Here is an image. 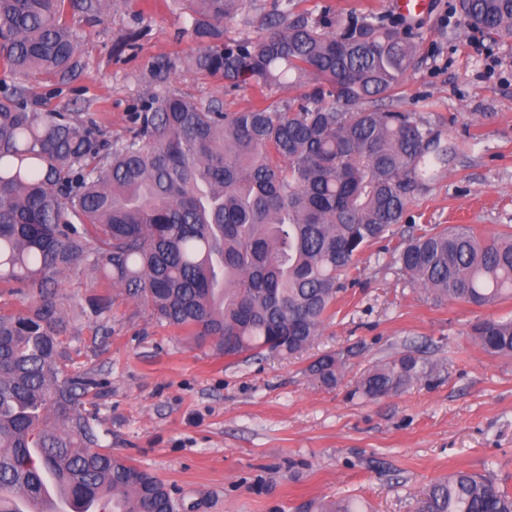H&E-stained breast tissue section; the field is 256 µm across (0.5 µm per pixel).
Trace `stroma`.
<instances>
[{
  "mask_svg": "<svg viewBox=\"0 0 512 512\" xmlns=\"http://www.w3.org/2000/svg\"><path fill=\"white\" fill-rule=\"evenodd\" d=\"M430 2L414 26L386 0H294V9L336 21L369 11L416 44L379 106L429 121L448 162L401 226L512 231V39L468 28L455 0ZM71 24L80 35L75 76L22 82L41 111L78 112L122 137L156 60L171 64L167 87L219 99L225 111L263 99L196 70L187 0H112L97 18L77 14ZM133 31L137 44L122 49ZM392 249L389 241L365 249L320 335L289 357L218 354L118 288L107 321H96L87 300L100 281L86 267L71 272L59 282L69 299L64 346L72 370L100 382L86 408L103 444L162 480L177 512H320L342 499L361 512H413L420 491L457 470L512 490V358L489 356L469 334L484 318H512V299L482 309L437 303L408 283ZM326 352L343 360L333 388L308 371ZM406 352L424 362V378L374 400L356 393L364 372Z\"/></svg>",
  "mask_w": 512,
  "mask_h": 512,
  "instance_id": "35a3bbf8",
  "label": "stroma"
}]
</instances>
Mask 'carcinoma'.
<instances>
[{"instance_id": "cac0c4a2", "label": "carcinoma", "mask_w": 512, "mask_h": 512, "mask_svg": "<svg viewBox=\"0 0 512 512\" xmlns=\"http://www.w3.org/2000/svg\"><path fill=\"white\" fill-rule=\"evenodd\" d=\"M197 70L262 91L309 86L299 104L224 111L219 99L149 93L114 139L76 112H38L24 87L0 97V286L33 303L0 311V512H29L47 479L76 504L112 512H175L165 484L103 445L85 412L97 386L71 374L60 336L59 280L85 263L159 322L226 356L308 348L332 317L342 280L372 243L400 236L395 262L439 301L487 308L512 299V232L470 224L396 228L447 149L414 112L382 110L413 60L412 38L370 14L334 21L275 7L255 37L224 41L243 0H192ZM103 0H0V69L65 80L80 66L68 14ZM471 28L512 38V0H456ZM104 320L112 296L88 301ZM470 336L512 357V319ZM333 353L310 373L341 379ZM425 376L396 356L361 375L369 399ZM414 512H512V492L457 471L423 489Z\"/></svg>"}]
</instances>
